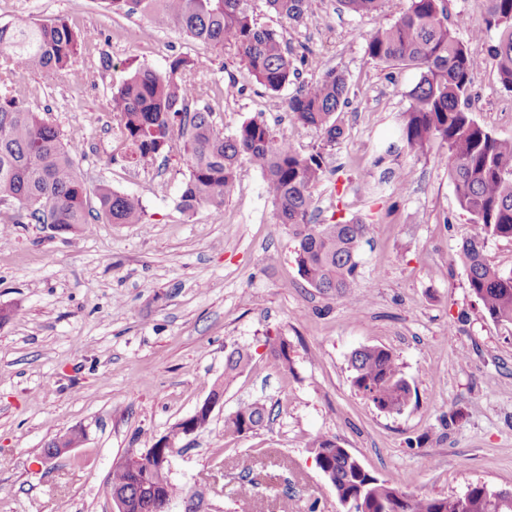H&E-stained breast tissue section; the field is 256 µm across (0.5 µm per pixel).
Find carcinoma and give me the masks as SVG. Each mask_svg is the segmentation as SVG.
Returning <instances> with one entry per match:
<instances>
[{
    "label": "carcinoma",
    "instance_id": "obj_1",
    "mask_svg": "<svg viewBox=\"0 0 512 512\" xmlns=\"http://www.w3.org/2000/svg\"><path fill=\"white\" fill-rule=\"evenodd\" d=\"M115 14L150 16L162 26L188 37L237 51L256 82L279 92L294 79L296 68L288 45L274 30L256 22L252 0H101ZM309 0H265L278 15L293 21L308 12ZM352 14L380 10L383 0H339ZM496 40H487L490 32ZM88 33L63 21L0 26V84L18 71L54 73L73 66ZM370 60L412 68L420 77L408 92L409 108L402 115L396 143L378 147L372 167L403 190L409 171L402 156L424 154L439 141L442 161L454 186L461 210L472 224L462 244L461 258L471 293L483 311L497 323L512 324V270L504 271L485 258L491 238L512 240V139H500L484 129L471 111L473 77L491 63L500 88L512 93V0H487L481 25L469 42L456 36L448 23L447 0H407V7L390 25L366 39ZM196 63L174 58L167 70L138 67L112 92V111L119 117L121 140L138 160L166 153L175 131L186 136L190 176L178 207L192 213L202 205L218 212L237 178L242 162L263 176L265 191L275 207L276 223L288 228L297 243L296 262L303 280L319 292L341 298L357 287L358 252L369 225L359 220L332 224L314 221L312 189L325 175L323 152L300 155L285 139L277 138L263 121L250 119L232 135L218 131L207 109H190L189 101L203 95L191 78ZM343 73L328 70L316 82L302 87L287 101L296 124L320 133L332 146L343 135L334 115L348 103ZM96 217L111 224H143L145 208L132 194L107 186L98 188ZM14 201L38 224H51L65 233H77L90 223L86 187L74 166L73 149L58 129L39 113L0 92V203ZM270 360L280 369L291 365L288 341L270 344ZM248 353L231 349L224 358V380L213 394L245 369ZM352 386L380 411L401 413L412 399V388L394 353L367 346L350 358ZM269 420L258 402L243 403L234 417L224 420V435L240 437L262 428ZM315 461L336 475L339 502L359 498L363 512H512V499L498 497L485 484L468 487L462 495H412L358 469L359 459L338 443L316 435L307 442ZM112 486L133 495L161 483H170L165 470H147L136 476L114 467Z\"/></svg>",
    "mask_w": 512,
    "mask_h": 512
}]
</instances>
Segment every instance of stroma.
<instances>
[{
  "mask_svg": "<svg viewBox=\"0 0 512 512\" xmlns=\"http://www.w3.org/2000/svg\"><path fill=\"white\" fill-rule=\"evenodd\" d=\"M406 5L384 0L360 16L338 0H311L294 22L254 0L259 24L281 35L299 72L271 93L235 50L112 13L100 0H0V25L62 21L96 33L72 69L17 74L12 93L79 145L89 208L107 185L146 209L144 223L99 219L74 236L0 204L10 223L0 306L12 309L0 324V512H112L113 465L194 413L222 377L230 344L250 364L208 427L175 450L170 512H344L305 446L314 435L336 438L410 494L459 495L473 483L512 491V325L491 320L468 287L460 249L471 226L438 161L441 144L405 158L406 192L363 188L375 146L395 139L419 78L369 60L366 39ZM145 28L142 47L128 32ZM178 56L196 61L192 79L218 131L259 118L301 155L323 153L316 221L336 215L369 226L349 294L324 295L300 277L296 242L251 165L239 167L218 221L207 207L191 215L177 207L189 176L182 136L149 162L122 148L113 91L134 68L162 71ZM330 69L345 75L349 102L336 115L343 136L326 148L291 120L287 101ZM472 98L478 123L512 138V93L491 65L476 72ZM280 338L288 372L269 359ZM373 345L394 352L412 386L402 413L378 411L352 386V353ZM253 400L271 409L267 426L225 437V417ZM74 427L85 430L83 445L40 465L45 443ZM245 479L254 498L244 510Z\"/></svg>",
  "mask_w": 512,
  "mask_h": 512,
  "instance_id": "1",
  "label": "stroma"
}]
</instances>
